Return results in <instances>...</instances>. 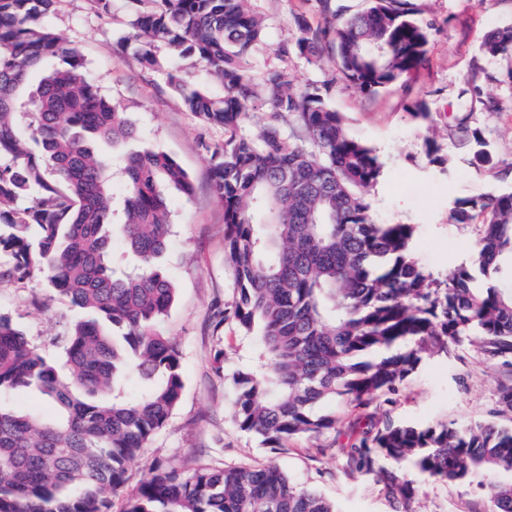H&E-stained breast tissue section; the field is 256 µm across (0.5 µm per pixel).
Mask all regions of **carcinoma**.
Masks as SVG:
<instances>
[{"label":"carcinoma","mask_w":512,"mask_h":512,"mask_svg":"<svg viewBox=\"0 0 512 512\" xmlns=\"http://www.w3.org/2000/svg\"><path fill=\"white\" fill-rule=\"evenodd\" d=\"M56 2L0 0V280L40 272L88 317L63 340V373L0 314V512H111L129 462L165 427L184 390L179 346L159 329L176 295L159 261L171 234L167 190L189 196L192 181L163 151L127 153L124 208L114 221L112 156L98 145L128 142L137 131L49 25ZM123 2L119 42L144 68L165 71L200 123L224 128L212 185L224 203L234 292L218 324L257 333L260 348L258 362L231 373L235 428L273 451L350 431L347 442L308 452L339 457L348 475L381 486L395 512H410L415 496L405 467L475 482L491 512H512V427L357 413L390 401L425 357L464 344L512 373V191L453 202L452 220L479 224V234L473 263L439 277L417 261L414 225L374 218L367 191L382 164L346 132L320 89L291 91L276 69L255 85L250 60L265 26L250 0ZM317 7L326 22L297 17L296 52L311 63L332 54L360 93L407 88L426 65L429 35L408 0H369L353 13L343 0ZM158 43L205 63L221 91L184 84L155 54ZM482 49L511 54L512 26L489 32ZM255 110L267 118L251 135L243 128ZM463 133L475 164L512 178V163L496 165L480 130ZM118 238L136 258L122 273L113 267ZM476 271L487 287H474ZM21 389L45 397L54 414L16 408ZM336 401L347 411H322ZM495 403L512 412V376L498 382ZM124 512L337 510L269 460L158 463Z\"/></svg>","instance_id":"1"}]
</instances>
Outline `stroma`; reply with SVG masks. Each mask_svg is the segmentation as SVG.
<instances>
[{
	"mask_svg": "<svg viewBox=\"0 0 512 512\" xmlns=\"http://www.w3.org/2000/svg\"><path fill=\"white\" fill-rule=\"evenodd\" d=\"M411 2L429 33V47L426 66L408 86L366 96L347 85L331 57L313 64L299 55L295 18L320 23L313 0H252L266 21L267 42L254 51L250 73L258 82L267 70L277 69L290 89H326L348 133L372 147L382 164V175L368 192L376 218L415 225L419 263L443 277L469 261L478 232L477 225L453 222V200L512 187L493 170L474 165L462 132L466 126L480 129L496 160L512 162V55L488 58L481 53L486 32L512 25V0ZM126 22L120 0L104 17L91 9L89 0H59L49 18L53 30L82 53L101 94L120 103L138 129V139L113 147L114 158L141 147L158 149L176 159L194 184L191 196L169 195L172 234L162 260L176 299L161 328L179 344L185 387L167 425L130 464L124 491L112 498V512H124L128 491L153 463L221 467L270 459L293 483L315 488L335 503L338 512H393L373 482L347 476L336 457H312L307 439L293 440L287 451L275 455L232 425L229 375L256 360L259 346L234 322L220 326L215 318L233 294L224 259V204L211 179V151L223 143L224 130L201 124L170 92L165 72L144 69L121 51L118 38ZM283 46L288 54H280ZM488 72L496 74V82H485ZM471 83L493 98L495 109L477 99L461 100L462 89ZM0 314L56 362L64 336L83 317L40 274L22 282L0 281ZM501 374L499 366L483 362L473 347L464 345L450 355L427 359L381 410L397 421L492 418L510 427L512 418L493 413ZM404 476L417 488L412 512H490L489 500L476 485L432 481L410 470Z\"/></svg>",
	"mask_w": 512,
	"mask_h": 512,
	"instance_id": "35a3bbf8",
	"label": "stroma"
}]
</instances>
